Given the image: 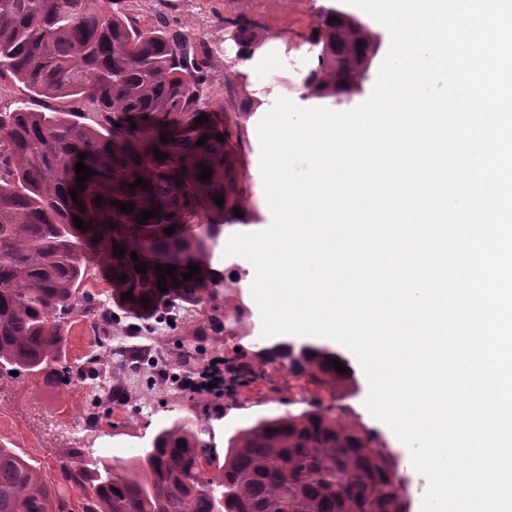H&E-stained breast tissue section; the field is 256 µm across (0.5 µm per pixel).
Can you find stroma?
<instances>
[{
  "instance_id": "stroma-1",
  "label": "stroma",
  "mask_w": 512,
  "mask_h": 512,
  "mask_svg": "<svg viewBox=\"0 0 512 512\" xmlns=\"http://www.w3.org/2000/svg\"><path fill=\"white\" fill-rule=\"evenodd\" d=\"M329 0H122L121 10L140 28H164L178 32L189 41L206 42L211 50L207 79L202 87L204 110L217 121L241 111L245 98L262 89H271L275 97H289L303 108H332L329 99L301 98L287 92L279 83L284 77L285 61L303 58L307 49L304 34L317 23L319 12ZM349 15L365 23L379 37V48L368 70L361 93L352 106L369 97L379 68L390 47L387 29L352 5ZM255 23L258 44L281 41L284 51L255 81L241 76L234 40L239 19ZM257 120L244 124L239 152L250 179L247 190L262 217L260 224L248 225V232L268 228L272 213L258 180L260 143ZM238 288L220 294L202 306L175 301L171 320L157 313L131 314L112 296V286L98 266H90L81 286L108 325L109 336L95 335L82 315H71L66 324L67 358L70 365L80 364L98 355L102 343H110L121 354L125 367L117 374L112 403L106 408L97 431L78 427L77 420L91 396L93 378L68 386H53L42 376L21 374L0 377V443L35 460L42 472L53 473L60 461L68 459L71 449L91 448L96 456L124 465L149 447L155 432L174 420L202 423L211 433L215 448H226L239 429L272 415L320 407L346 423L375 436L377 445L394 457L407 489L410 507H417L428 488L425 476L417 472L411 453L396 437L379 425L365 406L369 384L357 359L340 343L332 349L354 368V387L325 389L297 377L288 370V359L271 358L273 343L303 345L304 340L282 335L272 340L262 337L259 308L250 292L252 274L241 267ZM148 349L169 372L185 365L204 366L215 356L247 369L238 386L223 398L197 395L169 387L159 379L146 360H133L132 354ZM221 412H214V405Z\"/></svg>"
}]
</instances>
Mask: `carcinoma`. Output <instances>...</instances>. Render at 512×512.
<instances>
[{
    "label": "carcinoma",
    "instance_id": "cac0c4a2",
    "mask_svg": "<svg viewBox=\"0 0 512 512\" xmlns=\"http://www.w3.org/2000/svg\"><path fill=\"white\" fill-rule=\"evenodd\" d=\"M116 4L0 0V81H17L28 92L14 108H0V373H42L51 383L83 376L67 363L65 324L82 312L98 327L80 293L88 262L100 266L118 295L132 292L123 304L135 315L171 297L201 306L232 288L211 267L224 225L259 219L240 185L239 121L195 122L203 114L207 46L193 50L181 34L143 31ZM236 28L242 49L257 46L251 22ZM314 30L309 42L319 47L318 67L286 87L340 104L361 89L374 36L334 8L320 13ZM41 97L65 98L72 110L31 109ZM86 108L94 127L76 121ZM203 135L209 139L196 145ZM155 150L167 158L156 159ZM80 161L95 170L83 190L75 182ZM204 167L212 175L202 182ZM138 177L148 186L130 189ZM220 196L221 207L214 202ZM115 200L135 204L133 212H120ZM144 210L158 215L140 224ZM75 215L90 229L77 228ZM172 225L174 233L165 234ZM115 245L125 253L114 256ZM138 262L147 272L134 269ZM158 264L178 266L165 293ZM195 264L200 272L184 281ZM282 357L315 385H350V372L332 365L336 359L346 367V360L322 347L305 344L296 355L287 348ZM208 435L203 424L176 420L128 464L90 455L77 478L63 466L46 475L0 444V512H75L65 494L70 485L90 501L83 512H408L390 455L328 408L262 418L222 453ZM209 467L214 476L198 477Z\"/></svg>",
    "mask_w": 512,
    "mask_h": 512
}]
</instances>
